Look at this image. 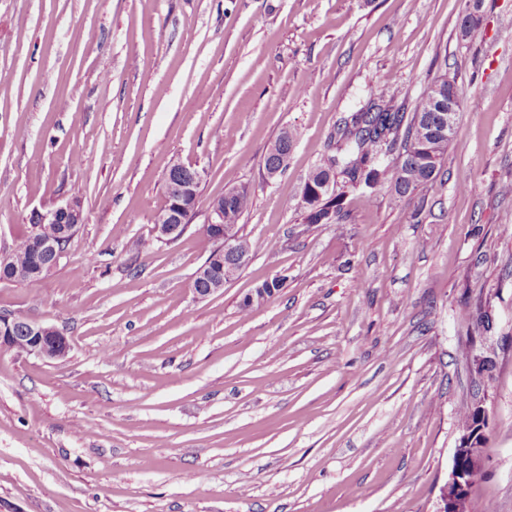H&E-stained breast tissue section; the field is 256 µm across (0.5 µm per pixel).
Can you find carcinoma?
Listing matches in <instances>:
<instances>
[{
	"label": "carcinoma",
	"mask_w": 512,
	"mask_h": 512,
	"mask_svg": "<svg viewBox=\"0 0 512 512\" xmlns=\"http://www.w3.org/2000/svg\"><path fill=\"white\" fill-rule=\"evenodd\" d=\"M460 32L473 41L482 34V20L467 13L462 18ZM459 94L455 79L442 76L434 89L426 90L413 106L412 116H406L397 105V95L382 89L370 95L358 111L340 119L334 139L335 151L323 157L308 175L317 184L330 175H340L353 189H364L371 194L387 188L396 199H402L423 190L437 175L439 165L431 167L420 163L418 148L427 144L442 161L452 143L453 136L442 132V117L448 116V90ZM297 141V133L284 129L277 136L264 159L267 168L278 169L288 159ZM251 204L246 186L236 188L224 199V224L235 227ZM304 223L318 224L332 221L339 224L347 219L341 197L324 196L322 199L303 201ZM62 232L60 224H34L32 231L22 236L7 256V264H0V282L34 281L38 265L32 239L56 237Z\"/></svg>",
	"instance_id": "obj_1"
}]
</instances>
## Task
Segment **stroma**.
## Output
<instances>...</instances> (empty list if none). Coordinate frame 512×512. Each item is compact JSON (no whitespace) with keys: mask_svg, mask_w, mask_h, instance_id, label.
<instances>
[{"mask_svg":"<svg viewBox=\"0 0 512 512\" xmlns=\"http://www.w3.org/2000/svg\"><path fill=\"white\" fill-rule=\"evenodd\" d=\"M443 75L461 99L434 182L349 189L346 223H305L337 120ZM175 162L204 178L166 243ZM239 185L264 247L197 298L208 206ZM74 190L60 264L0 282V314L70 344L0 348V512H436L477 399L475 496L512 512V0H0V256ZM297 141V133L290 129H284L277 136L264 159L266 168L278 169L285 162L281 173L286 168L290 153ZM274 149V150H273ZM285 159V160H284ZM179 212V214L173 212L161 213L155 217V230L160 241L172 242L177 236L183 235L186 231L193 211L179 209ZM173 217H176L179 223H174Z\"/></svg>","mask_w":512,"mask_h":512,"instance_id":"1","label":"stroma"}]
</instances>
